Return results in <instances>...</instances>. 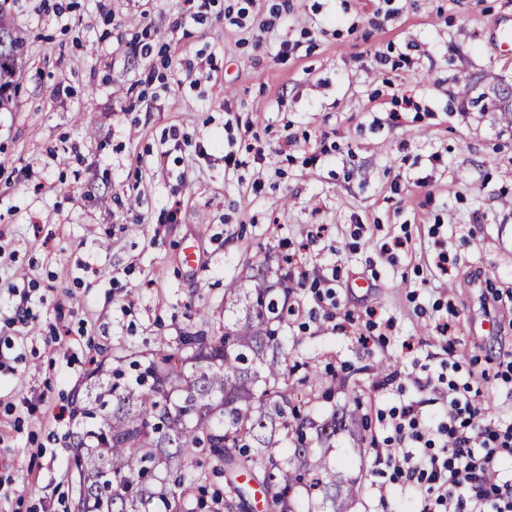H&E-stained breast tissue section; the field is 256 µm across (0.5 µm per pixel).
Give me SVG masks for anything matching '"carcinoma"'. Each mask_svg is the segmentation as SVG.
Wrapping results in <instances>:
<instances>
[{"label": "carcinoma", "instance_id": "cac0c4a2", "mask_svg": "<svg viewBox=\"0 0 512 512\" xmlns=\"http://www.w3.org/2000/svg\"><path fill=\"white\" fill-rule=\"evenodd\" d=\"M24 52L0 14V104ZM288 298V288L277 295L258 274L251 288L224 289V304L243 312L224 332L179 336L140 355L131 377L120 357L91 374L74 403L78 512H202L215 497L237 512L249 483L271 512H317L312 499L294 497L305 479L328 512H348L357 479L337 473L329 452L337 434L367 423L350 413L316 425L296 413L290 378L301 369L296 384L313 388L321 374L290 363L288 337L279 335ZM218 475L223 493L212 489Z\"/></svg>", "mask_w": 512, "mask_h": 512}]
</instances>
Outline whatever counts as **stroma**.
Masks as SVG:
<instances>
[{
	"mask_svg": "<svg viewBox=\"0 0 512 512\" xmlns=\"http://www.w3.org/2000/svg\"><path fill=\"white\" fill-rule=\"evenodd\" d=\"M183 4L0 6L27 43L0 106V480L20 491L0 512H73L59 406L95 363L223 331L225 288L257 274L293 290L292 359L335 382L301 415L356 394L368 417L370 443L343 433L331 453L357 480L350 512H414L416 492L375 473V402L420 399L441 372L512 420V54L487 33L512 0H208L200 23ZM289 254L320 290L287 277ZM369 308L381 336L364 346ZM384 360L399 375L383 387Z\"/></svg>",
	"mask_w": 512,
	"mask_h": 512,
	"instance_id": "stroma-1",
	"label": "stroma"
}]
</instances>
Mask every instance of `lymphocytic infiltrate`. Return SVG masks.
<instances>
[{
	"mask_svg": "<svg viewBox=\"0 0 512 512\" xmlns=\"http://www.w3.org/2000/svg\"><path fill=\"white\" fill-rule=\"evenodd\" d=\"M390 434L377 450V465L393 479L424 487L420 512H512V476L500 465L512 453V424L487 422L471 387L449 385L437 424L417 403L378 409Z\"/></svg>",
	"mask_w": 512,
	"mask_h": 512,
	"instance_id": "1",
	"label": "lymphocytic infiltrate"
}]
</instances>
